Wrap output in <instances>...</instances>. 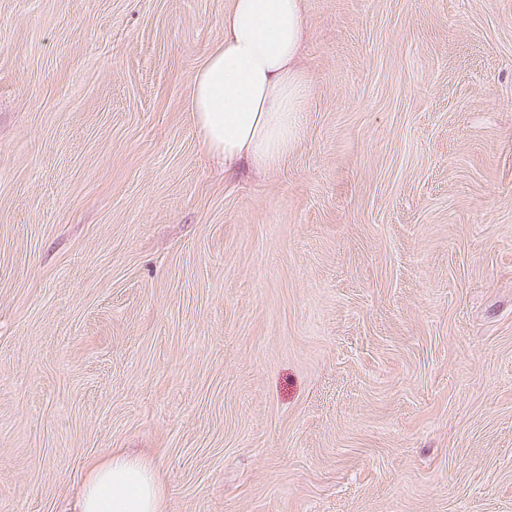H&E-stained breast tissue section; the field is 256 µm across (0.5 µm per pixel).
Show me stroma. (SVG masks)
I'll return each instance as SVG.
<instances>
[{
    "label": "stroma",
    "instance_id": "35a3bbf8",
    "mask_svg": "<svg viewBox=\"0 0 512 512\" xmlns=\"http://www.w3.org/2000/svg\"><path fill=\"white\" fill-rule=\"evenodd\" d=\"M229 0H0V512H512V0H306L300 132L188 110ZM163 499L153 467L116 452L90 465L73 512H163Z\"/></svg>",
    "mask_w": 512,
    "mask_h": 512
}]
</instances>
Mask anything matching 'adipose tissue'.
Returning <instances> with one entry per match:
<instances>
[{
    "label": "adipose tissue",
    "mask_w": 512,
    "mask_h": 512,
    "mask_svg": "<svg viewBox=\"0 0 512 512\" xmlns=\"http://www.w3.org/2000/svg\"><path fill=\"white\" fill-rule=\"evenodd\" d=\"M305 0H230L224 39L199 66L189 101L225 171L274 166L293 145L306 82L297 65ZM164 490L145 460L116 452L92 463L74 512H162Z\"/></svg>",
    "instance_id": "ef3b65f1"
}]
</instances>
